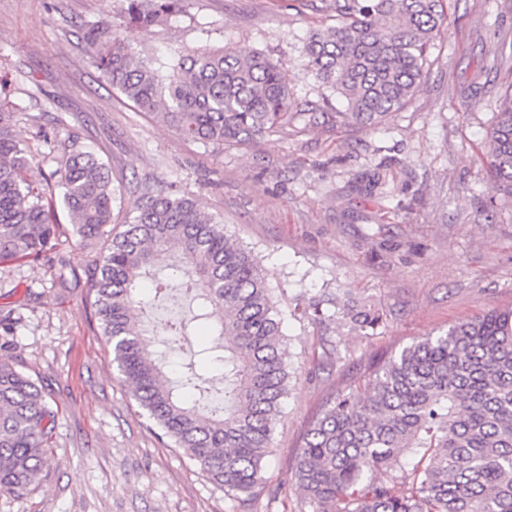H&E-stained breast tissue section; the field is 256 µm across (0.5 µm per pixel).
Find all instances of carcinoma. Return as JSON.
Segmentation results:
<instances>
[{
    "label": "carcinoma",
    "instance_id": "cac0c4a2",
    "mask_svg": "<svg viewBox=\"0 0 512 512\" xmlns=\"http://www.w3.org/2000/svg\"><path fill=\"white\" fill-rule=\"evenodd\" d=\"M186 0H122L119 28L83 25L92 64L139 111L179 135L222 148L288 127H372L417 92L441 37L443 0H333L335 24L310 31L307 67L326 94L294 97L279 66L227 46L180 51L165 71L137 56L135 35L183 12ZM347 102L327 112L330 95ZM0 111V263L37 260L55 247L59 224L46 189L28 178L29 153ZM483 153L495 183L512 193V85ZM61 189L72 234L107 238L105 254L73 285L94 295L112 364L158 436L171 440L241 508L252 505L290 374L281 317L263 270L224 227L190 199L145 188L136 216L112 233L115 188L106 165L72 149L50 175ZM204 329L184 364L166 376L161 341L133 317L164 298L173 281ZM315 324L322 303L299 308ZM341 319L366 333L383 314L347 302ZM365 399L354 392L324 405L295 457L293 485L308 512H512V309L458 321L369 367ZM55 414L43 388L0 360V490L27 492L47 462Z\"/></svg>",
    "mask_w": 512,
    "mask_h": 512
}]
</instances>
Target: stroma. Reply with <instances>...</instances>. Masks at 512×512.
<instances>
[{
  "mask_svg": "<svg viewBox=\"0 0 512 512\" xmlns=\"http://www.w3.org/2000/svg\"><path fill=\"white\" fill-rule=\"evenodd\" d=\"M121 0H0V80L35 181L64 164L69 134L112 171L125 223L141 186L173 187L248 246L281 311L292 378L252 512H300L290 482L313 414L357 387L377 356L483 312L512 309V194L490 180L481 144L512 84V0H446L444 37L411 102L375 129L291 132L219 149L137 112L91 64L89 21H117ZM332 0H186L182 14L135 37L157 62L233 45L279 64L299 99L317 100L302 46ZM373 192L364 187L373 176ZM55 249L0 264V358L40 384L56 413L52 453L27 494L0 491V512H232L182 449L149 430L111 363L87 287L74 274L102 244L80 246L66 212ZM353 300L383 314L375 335L343 320L296 321L295 296ZM333 369L321 366L328 341Z\"/></svg>",
  "mask_w": 512,
  "mask_h": 512,
  "instance_id": "stroma-1",
  "label": "stroma"
}]
</instances>
